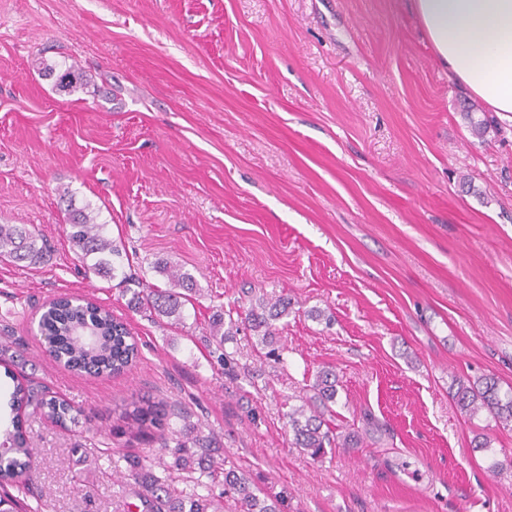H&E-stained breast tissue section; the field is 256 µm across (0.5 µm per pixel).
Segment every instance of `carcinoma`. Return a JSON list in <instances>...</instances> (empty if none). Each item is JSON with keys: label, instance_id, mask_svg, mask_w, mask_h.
Instances as JSON below:
<instances>
[{"label": "carcinoma", "instance_id": "obj_1", "mask_svg": "<svg viewBox=\"0 0 512 512\" xmlns=\"http://www.w3.org/2000/svg\"><path fill=\"white\" fill-rule=\"evenodd\" d=\"M41 75L54 80L55 86L73 94L85 87L83 75L75 66L60 69L56 64L40 62ZM69 224L66 234L72 249L84 266L95 274L115 277L122 258L121 250L106 232V225L96 221L91 204L77 207L68 203ZM44 245L32 231L18 224H0V258L13 262L37 264L43 258ZM160 272L169 280V288L153 289L141 297L146 309L158 316L179 321L188 294L194 291V278L180 266L163 264ZM288 298H260L248 312L251 330L262 334L261 342L269 345L277 335L275 321L288 315ZM41 334L49 337V354L64 366L88 374H119L138 358L137 343L120 319L112 312L90 300L61 296L45 305L38 321ZM236 323L224 322V315H214L211 337L218 347L233 333ZM312 388L318 391L324 411H306L301 405L287 413L288 426L296 447L314 460H322L328 448H356L360 436L350 432L337 441L325 419L330 405L336 403V375L325 370L318 372ZM452 400L461 411L475 414L487 410L502 424L512 423V389L502 391L494 376L475 381L460 379L455 383ZM30 408L59 423H64L68 408L48 392L32 386L18 385L10 398L13 412L11 426L0 430V445L8 446L10 455L0 462V512H19V499L7 487H18L17 478L31 471L33 448L24 428L21 412ZM171 416L163 403L133 401L122 410L119 419L139 435L151 428L164 430ZM163 448H175V466L186 472L185 480L193 484L190 504H185L178 493L139 461L131 463L132 477L143 488L142 504L145 512H223L211 495L198 490H211L219 478H224V492L232 493L237 512H283L279 499L260 498L253 491V480L226 460L221 468L211 461L212 439L201 434L200 425L188 422L171 435L160 434Z\"/></svg>", "mask_w": 512, "mask_h": 512}]
</instances>
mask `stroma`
Listing matches in <instances>:
<instances>
[{"mask_svg":"<svg viewBox=\"0 0 512 512\" xmlns=\"http://www.w3.org/2000/svg\"><path fill=\"white\" fill-rule=\"evenodd\" d=\"M42 60L86 88L59 93ZM65 189L129 284L85 273ZM0 224L46 245L0 260V351L75 416L22 414L29 512H141L133 457L191 493L158 430L117 421L142 398L285 512H512V424L449 395L462 376L512 387V126L449 79L408 0H0ZM160 261L197 284L178 323L134 304L167 288ZM62 294L127 322L137 363L52 360L38 320ZM263 295L291 301L269 347L243 323ZM217 312L240 324L220 347ZM322 370L362 441L315 460L286 414Z\"/></svg>","mask_w":512,"mask_h":512,"instance_id":"stroma-1","label":"stroma"}]
</instances>
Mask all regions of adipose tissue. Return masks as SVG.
I'll list each match as a JSON object with an SVG mask.
<instances>
[{
  "label": "adipose tissue",
  "mask_w": 512,
  "mask_h": 512,
  "mask_svg": "<svg viewBox=\"0 0 512 512\" xmlns=\"http://www.w3.org/2000/svg\"><path fill=\"white\" fill-rule=\"evenodd\" d=\"M411 6L449 78L512 118V0H412Z\"/></svg>",
  "instance_id": "adipose-tissue-1"
}]
</instances>
